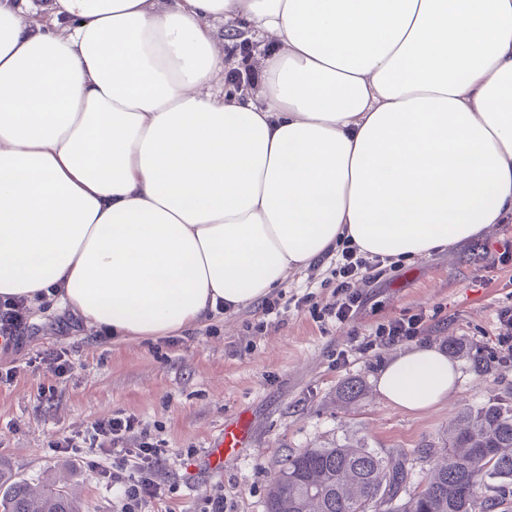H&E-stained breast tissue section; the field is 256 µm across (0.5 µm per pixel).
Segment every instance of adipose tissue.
<instances>
[{"label":"adipose tissue","instance_id":"ef3b65f1","mask_svg":"<svg viewBox=\"0 0 512 512\" xmlns=\"http://www.w3.org/2000/svg\"><path fill=\"white\" fill-rule=\"evenodd\" d=\"M511 215L512 0H0L2 300L181 335L339 242L409 260ZM458 377L412 346L376 389L420 413ZM247 45H249V47L251 48V51L246 54V57L244 58L243 57V54H240V51L237 50V51H234L233 52V48L231 47V52L228 57V61H229V66H228V70L226 72V74L232 69V68H244L246 67L247 69H249V71L252 73V74H255V83H252V81L254 80V77L252 74L248 73L247 71L245 72L246 74V83L248 84H251V87L254 86L258 81V72L254 69V61H253V58H252V53L254 52V50L257 48V43H255L254 41H252V44L250 43H247Z\"/></svg>","mask_w":512,"mask_h":512}]
</instances>
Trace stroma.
<instances>
[{"instance_id": "stroma-1", "label": "stroma", "mask_w": 512, "mask_h": 512, "mask_svg": "<svg viewBox=\"0 0 512 512\" xmlns=\"http://www.w3.org/2000/svg\"><path fill=\"white\" fill-rule=\"evenodd\" d=\"M511 241L512 219L475 240L396 263L379 282H352L362 305L343 325L328 315L342 299L328 260L289 276L265 302L175 338L115 343L80 325L55 299L45 300L23 344L0 347V370H18L0 383V464L33 484L68 485L81 512H119L115 493L51 444L84 438L92 423L114 414H133L169 450L153 478L173 489V512H202L215 496L223 497L225 512H265L286 454L345 439L382 453L442 447L461 412L492 399L512 402V362L481 375L470 359L496 343L497 314L512 307V255L503 253ZM414 314L425 317L420 342L444 348L455 341L463 351L454 357L460 377L448 403L408 414L382 401L373 384L393 348L364 352L357 342ZM52 349L68 355L64 376L39 362ZM343 352L345 364L338 360ZM354 377L365 391L357 402L342 403L339 388ZM239 416L249 422L248 440L223 473H207L211 439Z\"/></svg>"}]
</instances>
